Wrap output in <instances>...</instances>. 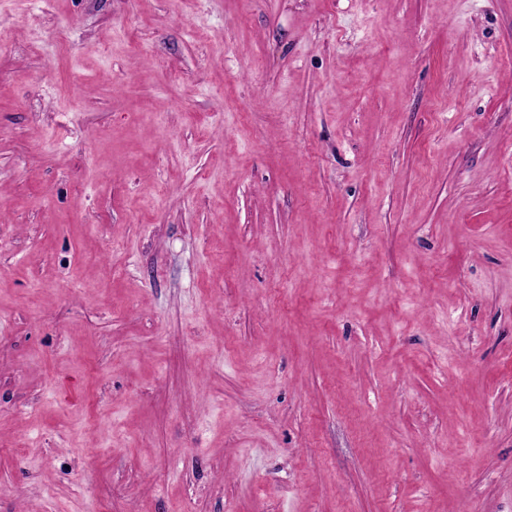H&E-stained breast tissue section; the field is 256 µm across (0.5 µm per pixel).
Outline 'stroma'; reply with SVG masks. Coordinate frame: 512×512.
<instances>
[{
	"instance_id": "1",
	"label": "stroma",
	"mask_w": 512,
	"mask_h": 512,
	"mask_svg": "<svg viewBox=\"0 0 512 512\" xmlns=\"http://www.w3.org/2000/svg\"><path fill=\"white\" fill-rule=\"evenodd\" d=\"M0 38V512H512V0Z\"/></svg>"
}]
</instances>
